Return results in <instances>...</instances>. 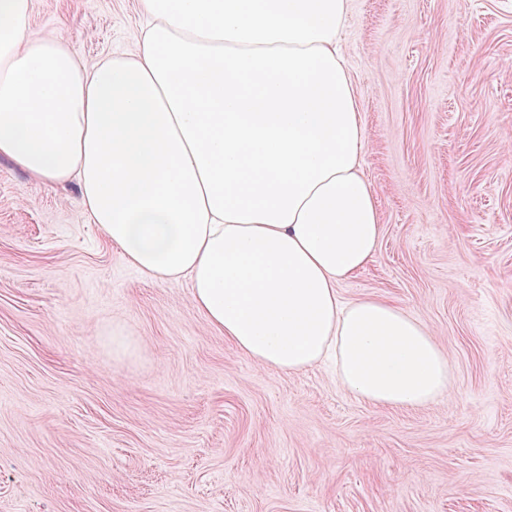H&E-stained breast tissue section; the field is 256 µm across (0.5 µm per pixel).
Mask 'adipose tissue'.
<instances>
[{
	"label": "adipose tissue",
	"mask_w": 512,
	"mask_h": 512,
	"mask_svg": "<svg viewBox=\"0 0 512 512\" xmlns=\"http://www.w3.org/2000/svg\"><path fill=\"white\" fill-rule=\"evenodd\" d=\"M133 59L86 67L0 0V159L76 183L91 223L145 275L189 279L195 309L258 366H332L369 404L452 386L399 305L343 301L382 234L339 51L349 0H143Z\"/></svg>",
	"instance_id": "adipose-tissue-1"
}]
</instances>
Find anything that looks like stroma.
Here are the masks:
<instances>
[{
	"instance_id": "stroma-1",
	"label": "stroma",
	"mask_w": 512,
	"mask_h": 512,
	"mask_svg": "<svg viewBox=\"0 0 512 512\" xmlns=\"http://www.w3.org/2000/svg\"><path fill=\"white\" fill-rule=\"evenodd\" d=\"M147 23L35 0L28 27L92 67ZM341 47L383 233L340 293L424 322L450 393L389 409L256 365L76 186L0 160V512H512V0H349Z\"/></svg>"
}]
</instances>
